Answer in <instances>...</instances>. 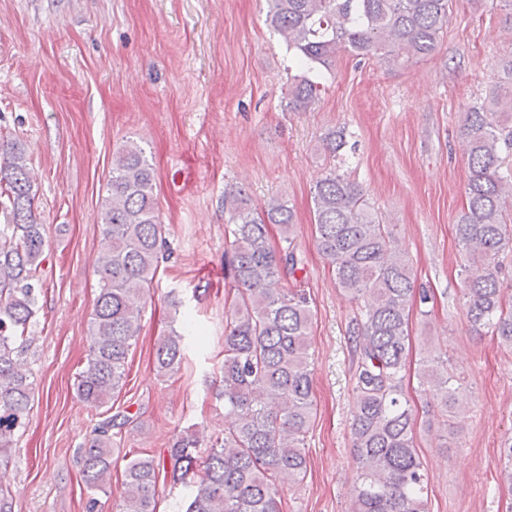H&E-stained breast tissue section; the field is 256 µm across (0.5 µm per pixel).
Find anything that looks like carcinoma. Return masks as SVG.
I'll list each match as a JSON object with an SVG mask.
<instances>
[{
	"mask_svg": "<svg viewBox=\"0 0 512 512\" xmlns=\"http://www.w3.org/2000/svg\"><path fill=\"white\" fill-rule=\"evenodd\" d=\"M451 0H267L266 21L292 52L301 73L292 78L288 111L307 110L321 94L316 66L330 69L342 48L389 65L432 54L448 27ZM491 93L464 113L468 176L465 205L454 221L468 256L464 298L471 328L512 349V307L505 305L499 257L512 250V178L503 175L512 155V54ZM345 127L320 139L334 157L348 145ZM0 464L16 447L33 396L25 357L28 329L38 311L44 224L34 210L36 191L22 143L0 134ZM316 244L341 290L366 302L350 336L357 356L351 437L357 463L350 512H428V480L416 452V419L403 389L410 342V311L430 299L415 287L416 274L390 225L382 222L361 186L333 170L316 181ZM230 257L225 292L224 440L198 462L200 433L170 450L172 478L190 488L177 512H280L279 491L304 477V438L313 418L308 353L312 314L306 293L288 287L299 261L295 216L282 196L255 206L240 189L224 190ZM103 248L100 291L90 321L87 367L77 377L80 401L96 411L121 390L129 351L140 336L142 302L160 267L165 244L156 206L155 172L144 148L128 142L112 155L100 214ZM277 226L280 246L270 239ZM183 336H159V373L178 369ZM418 379L443 410L462 409L447 360L428 355ZM114 417L103 420L82 449V477L90 492L109 484ZM497 465L512 487V439ZM161 463L151 454L130 459L115 512H157ZM203 467L198 481L188 475Z\"/></svg>",
	"mask_w": 512,
	"mask_h": 512,
	"instance_id": "carcinoma-1",
	"label": "carcinoma"
}]
</instances>
